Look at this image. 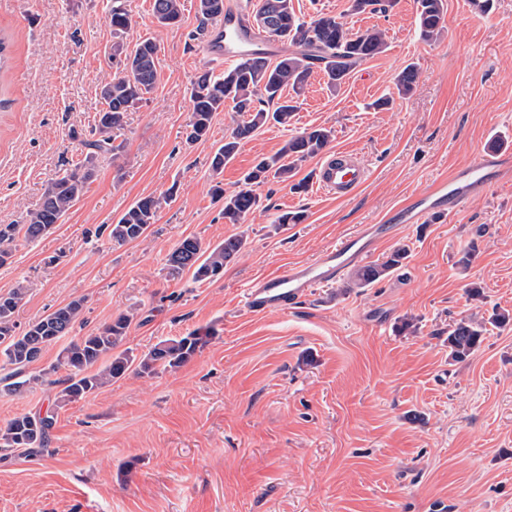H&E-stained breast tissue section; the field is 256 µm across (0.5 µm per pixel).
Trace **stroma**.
Returning a JSON list of instances; mask_svg holds the SVG:
<instances>
[{"label":"stroma","instance_id":"35a3bbf8","mask_svg":"<svg viewBox=\"0 0 512 512\" xmlns=\"http://www.w3.org/2000/svg\"><path fill=\"white\" fill-rule=\"evenodd\" d=\"M293 4L306 20L322 12L359 33L381 30L387 48L336 92L314 72L291 125L266 126L216 176L210 158L239 117L216 113L207 139L185 141L194 80L225 69L205 52L196 0L167 28L153 0H128V40L159 46L157 87L115 132L118 157H96L63 223L40 240L16 239L0 293L27 285L15 313L22 328L83 299L76 337L133 313L122 346L136 356L197 328L215 336L181 367L129 374L66 404L54 385L7 392L0 365V426L36 411L55 419L46 452L0 454V512H512V325L491 329L462 362L446 343L461 317L512 311V176L449 217L399 225L371 259L408 244L402 275L346 294L322 286L285 314L256 316L241 302L251 280L380 223L476 155L512 153V0L484 12L446 0L447 32L434 43L419 37L413 0L358 16L348 0ZM108 5L0 0V34L12 43L0 75V224L21 222L85 157L98 86L113 73ZM410 63L418 83L401 99L394 78ZM382 97L391 105L375 108ZM316 125L333 129L331 152L364 165L365 182L339 198L272 179L256 187L259 206L244 223L225 221L214 183L237 190L257 156ZM172 187L146 236L118 244L101 232L137 199ZM287 210L304 221L279 225ZM240 233L246 248L219 280L170 275L167 256L184 237L214 246ZM471 243L474 258L461 267ZM473 282L484 304L469 299Z\"/></svg>","mask_w":512,"mask_h":512}]
</instances>
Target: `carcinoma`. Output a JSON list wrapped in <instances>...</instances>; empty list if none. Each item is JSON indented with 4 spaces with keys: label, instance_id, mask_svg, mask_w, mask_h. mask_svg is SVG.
<instances>
[{
    "label": "carcinoma",
    "instance_id": "carcinoma-1",
    "mask_svg": "<svg viewBox=\"0 0 512 512\" xmlns=\"http://www.w3.org/2000/svg\"><path fill=\"white\" fill-rule=\"evenodd\" d=\"M387 6H394V0H350L349 13H371ZM196 7L203 26L215 22L225 10L224 0H197ZM446 10V0H416L417 29L422 40L432 42L442 36ZM182 11L183 0H153V13L161 27L180 24ZM253 20L274 39L288 42L292 50L275 61L264 52H256L220 76L205 71L196 77L191 92L192 116L187 142L205 138L217 112L229 110L248 115V120L236 124L225 136L224 144L214 152L210 166L216 175L235 158L241 143L255 136L268 122L289 125L298 111V97L314 70L321 71L327 87L336 91L358 65L386 49L383 32L373 29L354 34L341 19L325 14L305 21L296 14L293 0H259ZM108 24L112 28L111 57L116 71L101 83L104 108L99 112L96 127L99 138L88 143L95 152L87 153L82 162L52 181L39 207L28 214L24 223L0 225V265L10 257L17 237L36 240L61 223L95 177V153L114 157L119 154L121 146L113 145L112 132L124 126L127 113L147 100L157 85V44L147 38L131 47L123 40L130 27L125 0H112ZM417 82L416 66L403 67L395 78L398 95L411 94ZM263 103L274 105V109L261 107ZM333 139L334 131L330 128L306 129L286 140L277 153L257 159L242 175V188L228 193L215 186V195L224 197V219L232 224L243 222L259 206L253 187L271 178L291 182L298 164L326 151ZM172 196L170 191L136 200L108 226L112 241L124 244L143 237ZM245 244L242 235L228 237L213 247L203 246L196 237H185L168 254L167 266L173 276L188 271L198 281H216L223 276L224 266L238 258ZM409 256V246L400 245L385 261L353 270L342 288H366L377 283L405 268ZM25 295L26 288L21 284L0 294V357L5 364L13 366L10 374L13 381L6 389L15 395L43 383L45 376L64 367L68 374L62 381L57 401L74 402L129 373L151 377L160 368H179L201 352L214 335L210 329L193 330L184 336L161 340L137 357L126 349L119 350L132 321L131 315L121 313L103 327L67 344L60 351L57 363L49 369L29 374L27 368L41 358L44 349L71 332L82 314L83 301L73 300L59 306L19 333L14 314ZM510 322L512 314L497 308L482 321L460 318L452 322L448 325L449 356L457 362L466 360L480 347L487 326L499 328ZM52 426L53 417L49 415H18L0 427V451L38 453L45 449Z\"/></svg>",
    "mask_w": 512,
    "mask_h": 512
}]
</instances>
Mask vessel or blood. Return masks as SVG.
Instances as JSON below:
<instances>
[{
    "mask_svg": "<svg viewBox=\"0 0 512 512\" xmlns=\"http://www.w3.org/2000/svg\"><path fill=\"white\" fill-rule=\"evenodd\" d=\"M250 9L249 0H240L237 8L225 9L205 45L208 57L234 62L246 57L248 50H269L274 40L249 24ZM511 169L512 157L494 153L477 156L449 177L406 199L384 223L362 225L357 233L345 237L314 260L256 278L243 291L245 308L255 315L293 311L314 288L336 280L347 267L367 260L375 246L392 233L394 225L421 223L435 210L451 215L465 197L484 191L494 174ZM364 180L363 168L350 161L340 168L334 162H327L316 173L320 189L340 197L359 188Z\"/></svg>",
    "mask_w": 512,
    "mask_h": 512,
    "instance_id": "b4317fda",
    "label": "vessel or blood"
}]
</instances>
